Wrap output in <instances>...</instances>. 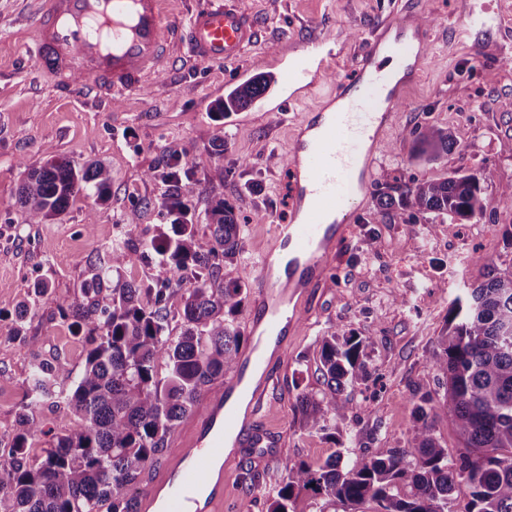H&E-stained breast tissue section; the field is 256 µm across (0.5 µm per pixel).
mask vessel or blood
<instances>
[{
  "mask_svg": "<svg viewBox=\"0 0 512 512\" xmlns=\"http://www.w3.org/2000/svg\"><path fill=\"white\" fill-rule=\"evenodd\" d=\"M35 65L58 92L82 77L86 94L108 99L143 90L163 73L174 44L187 45L193 61L222 66L262 44L265 33L237 0H198L186 24L165 26V0H38ZM330 33L314 29L308 52L277 44L272 52L275 109L292 107L329 78L323 49ZM427 59L424 24L409 0L383 18L361 47L352 72L334 80L341 108L314 111L298 126L290 148L289 218L273 225L272 250L257 262V304L248 321L254 338L235 372L207 391V412L192 437L140 493L141 512H219L224 478L217 470L224 451L248 436L263 405L272 361L284 359L288 338L302 322L311 289L330 282L332 263L348 240L359 209L362 176L371 173L382 134L402 103L389 86L382 61L419 74Z\"/></svg>",
  "mask_w": 512,
  "mask_h": 512,
  "instance_id": "vessel-or-blood-1",
  "label": "vessel or blood"
}]
</instances>
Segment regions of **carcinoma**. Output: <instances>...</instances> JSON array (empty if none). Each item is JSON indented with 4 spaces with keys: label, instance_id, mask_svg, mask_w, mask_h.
Instances as JSON below:
<instances>
[{
    "label": "carcinoma",
    "instance_id": "obj_1",
    "mask_svg": "<svg viewBox=\"0 0 512 512\" xmlns=\"http://www.w3.org/2000/svg\"><path fill=\"white\" fill-rule=\"evenodd\" d=\"M266 89L262 80L232 89L215 103L216 115L245 109ZM450 144L448 134L425 126L417 135L418 157L430 158ZM165 178L175 187L169 223L148 244L127 237L113 245L116 278L95 272L81 301L59 304L76 333H84V369L73 377L36 355L26 397L32 405L62 402L75 421L55 433L24 416L10 448L0 450V512H101L104 506L106 512H137L138 498L130 491L158 460L168 434L192 418L206 387L235 368L246 340L238 322L245 276L220 280L218 273L240 252L242 225L218 194L209 202L206 231H199L186 220L181 197L194 187L179 158L168 160ZM111 185V171L101 161L50 160L28 171L18 203L29 223L42 224L83 192L107 200ZM384 206L396 220L414 210L442 224H462L484 215L485 199L476 176L455 174L416 181L405 195L386 197ZM135 262L157 264L165 277L124 279L121 271ZM367 346L368 338L338 328L322 337L318 372L326 389L317 398L301 395L306 428L327 431L329 423L353 413L343 391L369 378ZM160 363L166 367L162 378ZM432 367L433 386L412 392V427L404 443L372 456H347L338 448L321 465L288 462L267 512H290L303 491L324 500L318 512L338 504L362 512L368 503L372 512H449L463 484L470 489L465 512H512V265L489 268L484 281L456 297ZM438 406L460 439L454 456L430 420ZM42 440L46 447L35 451Z\"/></svg>",
    "mask_w": 512,
    "mask_h": 512
}]
</instances>
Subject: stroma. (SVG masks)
Instances as JSON below:
<instances>
[{
	"instance_id": "obj_1",
	"label": "stroma",
	"mask_w": 512,
	"mask_h": 512,
	"mask_svg": "<svg viewBox=\"0 0 512 512\" xmlns=\"http://www.w3.org/2000/svg\"><path fill=\"white\" fill-rule=\"evenodd\" d=\"M431 19L429 56L405 88V100L386 128V145L368 180L366 201L348 245L333 263L334 285L308 297L306 324L292 337L285 363L276 365L269 393L255 417L263 443L238 449L224 465L222 512H266L267 497L285 475V464L323 463L344 445L374 454L404 440L411 426L410 391L433 383L431 360L448 309L463 288L482 281L486 267L512 265L504 240L512 225V0H411ZM264 26L269 40L300 39L317 25L335 38L334 68L346 74L378 19L391 15L393 0H240ZM35 0H0V448L8 447L22 414L62 432L74 416L65 404L28 405L26 378L34 357L79 373L84 341L74 335L58 306L81 300L91 264L104 263L137 212L129 231L151 238L167 223L173 187L161 176L171 151L196 183L186 204L193 223L205 226L212 195L223 194L243 226L236 267L253 283L254 261L271 238V224L288 216L290 174L285 165L298 124L330 91L321 86L284 116L254 108L219 118L234 66L194 63L185 47L172 51L167 71L137 94L103 102L87 96L82 79L71 93L55 92L33 66ZM485 10L492 27L479 38L460 32L469 11ZM492 44L483 52L477 42ZM434 126L452 146L425 160L416 156V134ZM223 138L224 152L213 144ZM52 159L104 162L112 171L107 201L78 195L66 212L43 224L29 223L16 203L28 168ZM223 166L224 181L211 173ZM477 175L486 213L480 221L447 226L417 214L397 223L380 204L417 180ZM47 292H39V284ZM36 314L17 324L18 304ZM338 327L370 338L367 381L348 386L353 416L339 422V440L307 430L299 398L318 392L322 336ZM257 474L255 486L243 480Z\"/></svg>"
}]
</instances>
